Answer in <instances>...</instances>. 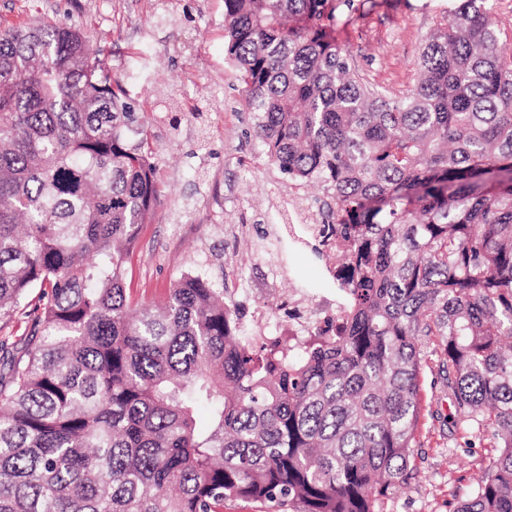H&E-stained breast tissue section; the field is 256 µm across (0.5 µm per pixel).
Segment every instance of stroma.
Listing matches in <instances>:
<instances>
[{
  "instance_id": "1",
  "label": "stroma",
  "mask_w": 512,
  "mask_h": 512,
  "mask_svg": "<svg viewBox=\"0 0 512 512\" xmlns=\"http://www.w3.org/2000/svg\"><path fill=\"white\" fill-rule=\"evenodd\" d=\"M458 0H350L336 40L368 85L398 99L419 79L417 61L434 23ZM64 23L78 29L127 91L153 144L161 188L152 221L131 257L141 300H160L190 267L223 275L251 308L252 288L270 278L262 249L273 225L296 208L321 220L325 193L270 164L245 110L242 85L224 53V0H0V29ZM181 105L179 127L170 108ZM282 288L324 289L311 251L285 253ZM432 354L422 375L417 473L395 491L390 512H453L494 450L488 432L468 433Z\"/></svg>"
}]
</instances>
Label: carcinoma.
<instances>
[{
	"mask_svg": "<svg viewBox=\"0 0 512 512\" xmlns=\"http://www.w3.org/2000/svg\"><path fill=\"white\" fill-rule=\"evenodd\" d=\"M336 0H224L268 160L322 185L336 334L245 336L224 282L160 301L129 257L161 190L125 88L63 24L0 31V512H387L416 475L427 346L497 455L454 512H512V42L461 0L394 100ZM209 409V425L196 413Z\"/></svg>",
	"mask_w": 512,
	"mask_h": 512,
	"instance_id": "1",
	"label": "carcinoma"
}]
</instances>
